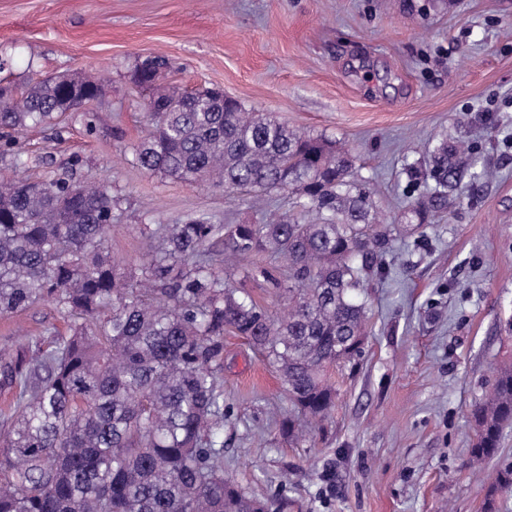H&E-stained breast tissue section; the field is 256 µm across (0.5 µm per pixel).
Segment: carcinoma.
Wrapping results in <instances>:
<instances>
[{"label": "carcinoma", "mask_w": 512, "mask_h": 512, "mask_svg": "<svg viewBox=\"0 0 512 512\" xmlns=\"http://www.w3.org/2000/svg\"><path fill=\"white\" fill-rule=\"evenodd\" d=\"M167 68L154 57L136 71L152 96L135 164L218 182L255 205L291 195L294 206L262 224H147L149 251L135 276L107 247L117 205L109 189L0 183V315L52 299L81 320L15 364L0 349V378L15 388L13 413L0 422V512H270L224 477V333L246 339L280 373L289 438L302 420L330 417L328 371L361 353L365 288L395 239L355 177V156L214 88L186 96L163 87L154 72ZM66 82L102 92L68 76L38 82L0 101V129L74 111ZM431 177L433 203L457 187L461 166L448 162V147L434 151ZM219 241L223 260L212 251ZM257 253L274 265L244 275L270 285L286 305L281 315L235 288L224 269ZM472 418L470 454L486 461L512 424L511 366ZM499 491H512V465L497 470L485 512Z\"/></svg>", "instance_id": "cac0c4a2"}]
</instances>
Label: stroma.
I'll return each mask as SVG.
<instances>
[{
	"label": "stroma",
	"mask_w": 512,
	"mask_h": 512,
	"mask_svg": "<svg viewBox=\"0 0 512 512\" xmlns=\"http://www.w3.org/2000/svg\"><path fill=\"white\" fill-rule=\"evenodd\" d=\"M155 56L170 62L164 86L220 88L351 149L396 240L367 288L362 354L336 372L313 437L282 435L278 373L225 336V476L271 512H484L492 474L512 464V428L497 457L470 459V411L512 363V0H0V80L103 86L88 113L0 129V177L108 188V249L136 264L145 225L262 222L289 207L134 164L150 96L134 73ZM443 143L467 149L469 168L433 209ZM70 326L42 300L0 316V348L20 357Z\"/></svg>",
	"instance_id": "35a3bbf8"
}]
</instances>
